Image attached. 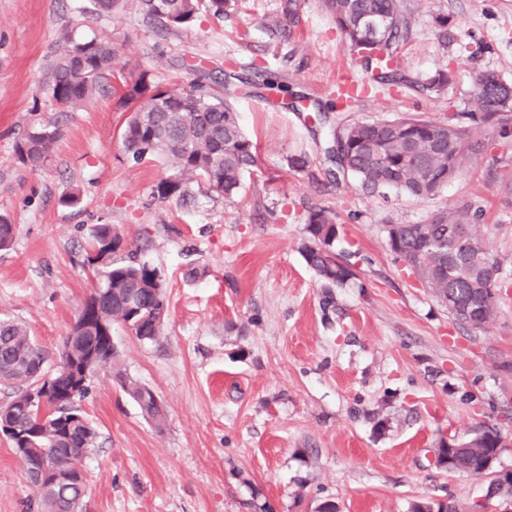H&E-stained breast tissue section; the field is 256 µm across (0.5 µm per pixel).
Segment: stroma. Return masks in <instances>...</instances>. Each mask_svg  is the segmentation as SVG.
I'll return each instance as SVG.
<instances>
[{
	"instance_id": "35a3bbf8",
	"label": "stroma",
	"mask_w": 512,
	"mask_h": 512,
	"mask_svg": "<svg viewBox=\"0 0 512 512\" xmlns=\"http://www.w3.org/2000/svg\"><path fill=\"white\" fill-rule=\"evenodd\" d=\"M89 0H0V215L15 226L0 250V318L25 323L58 353L96 277L86 241L109 224L116 260L148 261L167 283L158 342L112 326L117 366L99 367L80 408L98 445L82 461L83 512H411L440 498L467 505L482 479L438 468L443 435L483 425L505 436L496 469L512 470V294L487 328L455 321L389 250L384 227L422 224L462 202L481 206L479 231L512 270V139L465 156L428 199L361 191L335 177L330 128L415 114L441 121L493 71L512 83V0H404L411 32L398 70L420 81L440 66L456 79L442 94L404 87L369 93L333 111L340 76H361L319 0H238L214 15L162 29L136 0L118 15ZM448 20L440 32L436 18ZM105 37L113 72L82 109L48 96L49 65L69 42ZM150 70L154 83L196 79L224 96L257 144V163L227 201L195 189L190 204L153 196L167 174L134 162L111 87ZM279 85L249 88L255 70ZM62 135L46 164L20 165L14 144L33 120ZM306 154L309 168L288 157ZM76 193L67 206L60 198ZM332 211L335 249L354 273L325 303L301 248L308 212ZM196 277H187L188 269ZM154 391L166 418H143L113 374ZM0 512H40L8 436L0 433Z\"/></svg>"
}]
</instances>
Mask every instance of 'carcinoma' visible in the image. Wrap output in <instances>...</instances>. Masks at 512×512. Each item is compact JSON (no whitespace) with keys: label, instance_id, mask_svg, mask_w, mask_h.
Masks as SVG:
<instances>
[{"label":"carcinoma","instance_id":"carcinoma-1","mask_svg":"<svg viewBox=\"0 0 512 512\" xmlns=\"http://www.w3.org/2000/svg\"><path fill=\"white\" fill-rule=\"evenodd\" d=\"M93 10L112 15L124 8V0H91ZM145 17L165 27L191 21L199 0H139ZM348 48L356 54L365 71L367 84L376 91L407 83L394 71L397 49L407 40L411 20L402 0H323ZM116 49L103 38L72 42L54 62L48 93L66 112H75L91 101L112 73ZM453 84L447 67L439 68L418 83L422 89L441 93ZM119 102L128 108L123 144L139 162L159 158L169 174L153 188L160 200L184 202L192 198L193 184L231 199L242 188L243 175L256 163V145L242 131L238 113L224 98L203 84L186 89L172 84H155L142 71L123 78ZM512 112V84L494 72L476 76L471 98L463 110L434 123L416 115L393 119L355 122L334 131L327 150L342 177L353 180L364 192L382 198L401 194L416 199L436 195L448 184L466 154L489 147L478 135L493 128L491 108ZM61 136L56 124L38 123L15 142L16 160L39 169L50 157ZM480 211L470 204L436 214L426 224H388V247L428 288L456 321L475 328L491 324L497 316L492 308L487 318L461 316V309L485 297L497 298L512 291V279L502 274L501 262L493 257L474 224ZM307 242L302 255L325 290L346 285L352 272L337 261L335 216L327 210L309 211ZM121 237L110 224L93 227L86 248V265L94 266L100 256L114 254ZM165 283L156 268L131 260L110 263L99 275L98 287L85 299L70 334L65 337L59 364L47 370L45 350L27 328L14 320L0 318V386L14 390L4 408L13 414L18 433L10 435L15 448H39L42 457L55 465L82 462L97 445L98 433L84 418L75 431L68 429L72 415L81 414L77 402L89 391L94 371L75 380L67 371L72 362H84L91 348L98 353V365L116 362L112 324L125 325L146 343L158 341L167 316ZM122 390L139 406L146 418L156 415L153 391L116 371ZM50 384L46 419L38 421L41 406L31 401L30 389L40 380ZM503 448L499 429L484 427L468 437L440 439L442 464L458 472L477 470L482 458L496 457ZM44 512H73L82 501L86 484L75 475L68 482L45 480L34 486Z\"/></svg>","mask_w":512,"mask_h":512}]
</instances>
